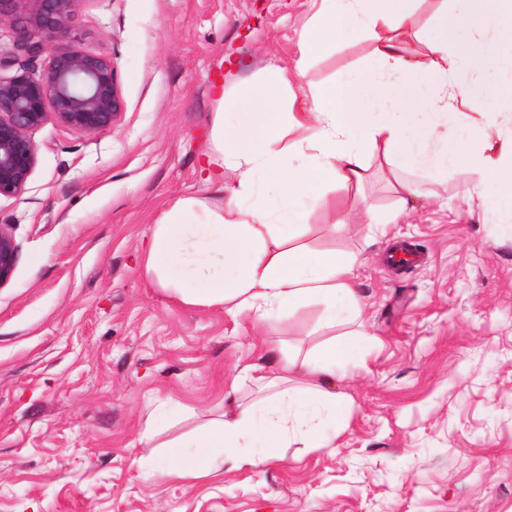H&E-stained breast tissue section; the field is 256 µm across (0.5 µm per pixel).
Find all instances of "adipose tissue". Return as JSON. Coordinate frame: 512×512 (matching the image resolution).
<instances>
[{"label": "adipose tissue", "mask_w": 512, "mask_h": 512, "mask_svg": "<svg viewBox=\"0 0 512 512\" xmlns=\"http://www.w3.org/2000/svg\"><path fill=\"white\" fill-rule=\"evenodd\" d=\"M418 2L322 0L298 36L293 67H265L262 120L245 112L229 127L223 113H214L204 181L223 183L230 167L238 183L216 208L193 195L170 204L148 239L144 273L151 284L184 305L221 308L255 327L310 304L321 306L322 327L355 322V257L319 252L298 239L308 234V215L322 206L326 188L362 183L376 151L390 169L421 179L451 169L481 173L474 192L512 212V137L486 136L499 114L474 97L463 76L497 71L501 57L512 56V0L440 6L435 26L422 35L424 51L411 59L404 40ZM354 33L372 40V61L284 107L286 89L312 59ZM264 185L275 192L272 204L254 199ZM368 343L366 334L349 331L303 357L286 356L282 374L254 376L257 399L160 442L159 456L175 478L200 480L226 467L262 468L293 437L307 448L329 447L327 430L342 405L325 385ZM290 369L314 387L289 386Z\"/></svg>", "instance_id": "ef3b65f1"}]
</instances>
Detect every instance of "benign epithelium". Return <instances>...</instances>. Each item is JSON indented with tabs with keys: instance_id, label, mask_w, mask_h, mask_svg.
<instances>
[{
	"instance_id": "1",
	"label": "benign epithelium",
	"mask_w": 512,
	"mask_h": 512,
	"mask_svg": "<svg viewBox=\"0 0 512 512\" xmlns=\"http://www.w3.org/2000/svg\"><path fill=\"white\" fill-rule=\"evenodd\" d=\"M84 0H0V27L13 33L0 56V197L21 195L36 164L32 132L53 116L88 134L112 131L124 110L111 58L78 45L75 18ZM48 56L41 70L29 62ZM19 245L0 224V287L12 277Z\"/></svg>"
}]
</instances>
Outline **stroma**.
Segmentation results:
<instances>
[{"label": "stroma", "mask_w": 512, "mask_h": 512, "mask_svg": "<svg viewBox=\"0 0 512 512\" xmlns=\"http://www.w3.org/2000/svg\"><path fill=\"white\" fill-rule=\"evenodd\" d=\"M320 0H85L84 49L112 58L124 111L112 131L55 119L33 131L25 191L0 198L19 245L0 287V512H512V216L461 199L475 173L451 172L401 198L411 173L372 159L336 185L304 242L357 255L361 329L371 339L327 388L345 415L330 448L294 443L261 469L195 481L150 465L156 441L190 433L252 394L247 365L276 375L333 332L303 307L272 329L179 304L144 276L143 241L170 202L220 205L237 181L207 185L200 161L217 111L210 83L262 109L264 66L293 65ZM347 39L290 92L336 82L370 59ZM497 90L490 139L512 136V64L466 72ZM398 223L385 219L398 206ZM385 230H378V222ZM406 244L418 264L386 263Z\"/></svg>", "instance_id": "stroma-1"}]
</instances>
